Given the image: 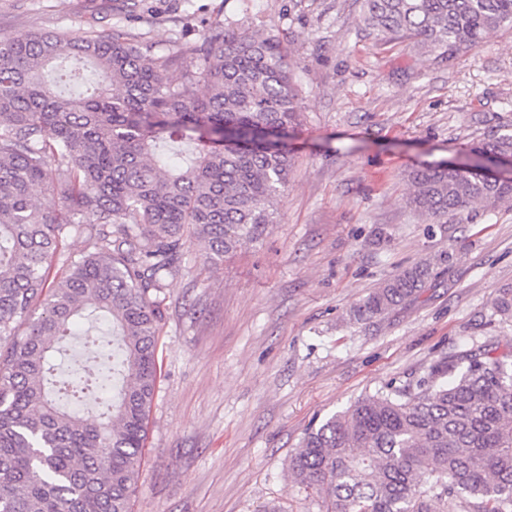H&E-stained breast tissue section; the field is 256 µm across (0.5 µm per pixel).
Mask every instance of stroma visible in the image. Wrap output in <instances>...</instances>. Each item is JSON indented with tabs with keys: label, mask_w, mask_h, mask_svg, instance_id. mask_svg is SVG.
<instances>
[{
	"label": "stroma",
	"mask_w": 512,
	"mask_h": 512,
	"mask_svg": "<svg viewBox=\"0 0 512 512\" xmlns=\"http://www.w3.org/2000/svg\"><path fill=\"white\" fill-rule=\"evenodd\" d=\"M362 0H0V35L109 29L169 54L208 26L275 34L302 122L278 221L223 261L188 241L161 296V369L130 512H318L288 462L310 427L476 345L512 350V207L433 221L408 174L512 124V29L447 62L368 35ZM449 255L443 265L439 255ZM432 262L388 318L351 307Z\"/></svg>",
	"instance_id": "1"
}]
</instances>
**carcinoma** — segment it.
Here are the masks:
<instances>
[{
	"label": "carcinoma",
	"mask_w": 512,
	"mask_h": 512,
	"mask_svg": "<svg viewBox=\"0 0 512 512\" xmlns=\"http://www.w3.org/2000/svg\"><path fill=\"white\" fill-rule=\"evenodd\" d=\"M364 30L453 62L512 0H362ZM200 68L112 33L0 36V512H130L158 381L159 294L182 270L185 232L221 262L275 223L288 184L286 138L301 98L279 40L209 27ZM91 69L63 93L46 69ZM512 128L464 161L409 172L410 206L433 219L512 205ZM43 189L36 200L32 192ZM78 235L76 256L64 241ZM428 267L396 274L351 310L382 318L414 299ZM94 317V367L62 370V341ZM440 359L402 388L357 399L294 449V485L320 512H512V355L483 345Z\"/></svg>",
	"instance_id": "1"
}]
</instances>
